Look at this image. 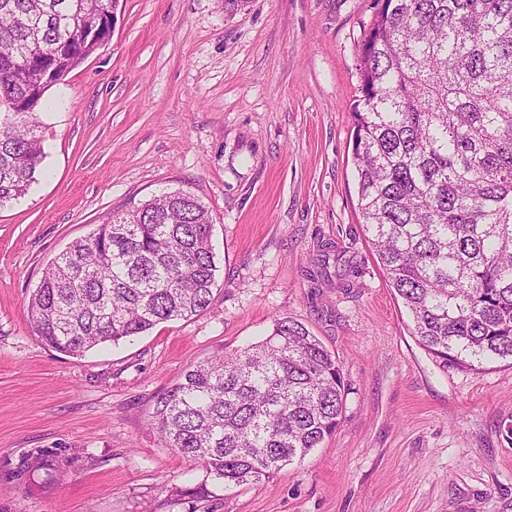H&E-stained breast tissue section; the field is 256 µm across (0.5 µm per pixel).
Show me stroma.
Here are the masks:
<instances>
[{"label":"stroma","mask_w":512,"mask_h":512,"mask_svg":"<svg viewBox=\"0 0 512 512\" xmlns=\"http://www.w3.org/2000/svg\"><path fill=\"white\" fill-rule=\"evenodd\" d=\"M376 0H121L46 97L45 176L0 208V512H512V362L431 355L358 209L350 112ZM191 186L218 271L198 315L82 357L35 335L43 270ZM290 317L339 363L340 424L232 490L164 447L156 396Z\"/></svg>","instance_id":"35a3bbf8"}]
</instances>
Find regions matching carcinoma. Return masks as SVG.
<instances>
[{
  "instance_id": "carcinoma-1",
  "label": "carcinoma",
  "mask_w": 512,
  "mask_h": 512,
  "mask_svg": "<svg viewBox=\"0 0 512 512\" xmlns=\"http://www.w3.org/2000/svg\"><path fill=\"white\" fill-rule=\"evenodd\" d=\"M110 3L0 0V208L42 171L44 95L110 37ZM358 56L359 212L412 334L445 363L512 359V0H378ZM212 226L183 188L112 214L44 269L35 334L82 356L203 311ZM344 398L336 358L283 317L188 367L150 424L228 490L302 462L336 431Z\"/></svg>"
}]
</instances>
